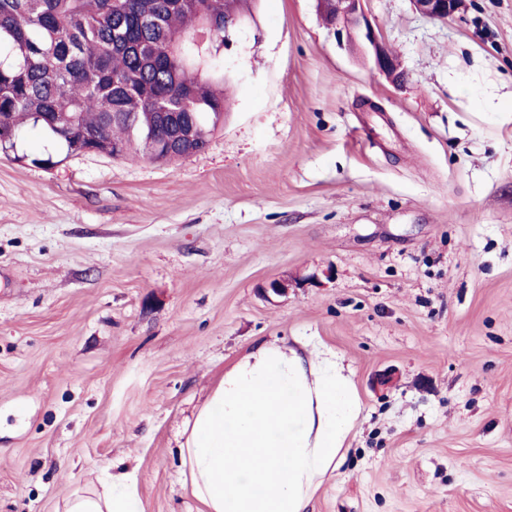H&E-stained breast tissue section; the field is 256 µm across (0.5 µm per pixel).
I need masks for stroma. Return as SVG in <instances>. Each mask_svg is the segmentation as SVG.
<instances>
[{
    "label": "stroma",
    "mask_w": 512,
    "mask_h": 512,
    "mask_svg": "<svg viewBox=\"0 0 512 512\" xmlns=\"http://www.w3.org/2000/svg\"><path fill=\"white\" fill-rule=\"evenodd\" d=\"M363 7L402 83L318 0H254L202 151H0V512L118 459L146 512H198L185 423L258 339L359 396L309 512H512V0ZM413 6L421 15L446 20L456 14L460 8V0H412Z\"/></svg>",
    "instance_id": "stroma-1"
}]
</instances>
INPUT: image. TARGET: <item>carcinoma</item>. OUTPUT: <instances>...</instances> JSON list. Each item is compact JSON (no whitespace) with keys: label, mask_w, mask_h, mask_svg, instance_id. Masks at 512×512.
Returning a JSON list of instances; mask_svg holds the SVG:
<instances>
[{"label":"carcinoma","mask_w":512,"mask_h":512,"mask_svg":"<svg viewBox=\"0 0 512 512\" xmlns=\"http://www.w3.org/2000/svg\"><path fill=\"white\" fill-rule=\"evenodd\" d=\"M250 0H0V150L26 125L65 157L152 155L173 133L161 112L191 114L202 150L224 115V11Z\"/></svg>","instance_id":"1"}]
</instances>
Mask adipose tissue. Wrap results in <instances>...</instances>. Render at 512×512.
I'll return each mask as SVG.
<instances>
[{"label": "adipose tissue", "mask_w": 512, "mask_h": 512, "mask_svg": "<svg viewBox=\"0 0 512 512\" xmlns=\"http://www.w3.org/2000/svg\"><path fill=\"white\" fill-rule=\"evenodd\" d=\"M360 410L332 357L259 341L225 370L185 429L184 485L199 512H307ZM64 512H146L125 469Z\"/></svg>", "instance_id": "ef3b65f1"}]
</instances>
